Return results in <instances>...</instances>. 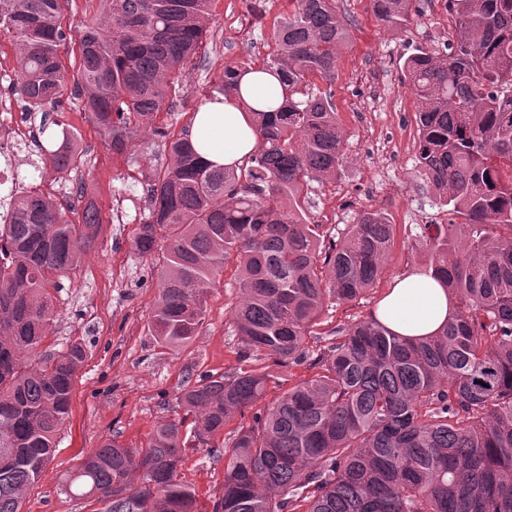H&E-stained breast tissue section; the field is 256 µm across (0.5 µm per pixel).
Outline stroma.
<instances>
[{"label":"stroma","instance_id":"obj_1","mask_svg":"<svg viewBox=\"0 0 512 512\" xmlns=\"http://www.w3.org/2000/svg\"><path fill=\"white\" fill-rule=\"evenodd\" d=\"M251 2L214 0L206 39L179 75V96L159 112L157 132L142 133L131 152L112 153L71 95H64L61 107L50 112L30 114L23 104L15 106L25 129L50 135L57 123H65L84 152L77 171L44 178L41 191L66 204L70 187L84 185L102 217L92 254L54 294L56 314L44 347L58 352L78 342L86 360L54 457L28 489L22 512H95L88 500L63 491L66 475L112 435H119L125 446L140 448L158 422L185 418L178 397L187 381L269 367L276 381L262 399L267 406L313 374L305 365L276 367L265 357L245 353L229 314L239 298V262L234 258L226 262L221 284L207 295L198 335L178 348L159 345L148 324L165 252L159 246L143 256L131 245L135 227L148 214L147 183L169 161L167 139L189 127L194 113L212 97L224 63L256 68L275 48L274 33L288 14V0H266L258 14L251 11ZM336 9L348 28L336 78L329 83L316 77L311 86L332 94L345 136V158L336 178L309 183L305 207L310 222L326 231L356 223L363 211L377 210L393 224L394 233L374 286L356 301L326 303L319 319L323 333L367 316L398 278L425 260L414 239L415 225L461 221L437 204L417 172L418 106L401 72L416 48L438 51L454 39L455 17L447 0H413L407 24L397 30L377 20L371 0H336ZM122 210L130 213L128 223H113V214ZM323 333L307 338L311 355L322 353ZM179 472L195 489L200 512H213L224 490L223 459L209 456L204 448H189Z\"/></svg>","mask_w":512,"mask_h":512}]
</instances>
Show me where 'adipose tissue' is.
I'll return each mask as SVG.
<instances>
[{
    "label": "adipose tissue",
    "instance_id": "ef3b65f1",
    "mask_svg": "<svg viewBox=\"0 0 512 512\" xmlns=\"http://www.w3.org/2000/svg\"><path fill=\"white\" fill-rule=\"evenodd\" d=\"M281 97L279 80L254 68L241 78L237 95H215L196 113L190 136L201 160L213 167H239L257 147L253 113ZM452 302L432 276L410 273L400 278L376 309L377 319L406 338L437 334L450 317Z\"/></svg>",
    "mask_w": 512,
    "mask_h": 512
}]
</instances>
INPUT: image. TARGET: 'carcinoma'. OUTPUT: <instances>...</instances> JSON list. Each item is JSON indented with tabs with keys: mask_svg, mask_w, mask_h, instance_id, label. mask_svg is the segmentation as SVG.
Returning <instances> with one entry per match:
<instances>
[{
	"mask_svg": "<svg viewBox=\"0 0 512 512\" xmlns=\"http://www.w3.org/2000/svg\"><path fill=\"white\" fill-rule=\"evenodd\" d=\"M62 0H0V37L16 51L14 94L29 112L61 102L67 86L58 50L71 39ZM214 0H100L79 38L72 94L115 153L135 147L177 73L203 42ZM376 18L398 29L412 0H372ZM263 68L283 101L254 113L258 150L237 170L197 155L189 133L169 145L170 162L147 187L149 214L135 228L142 255L166 241L159 295L148 330L168 347L188 343L224 264L239 259L241 300L232 319L245 349L277 366L316 372L253 416L232 440L214 512H512V0H448L456 37L445 51L417 48L403 62L419 103L418 162L441 206L463 224H420L416 237L453 300L440 334L399 336L370 314L329 330L309 360L305 338L325 301L364 295L380 272L393 225L365 211L338 239L311 224L299 199L307 182L338 175L344 136L332 96L306 91L336 78L347 25L336 0H289ZM248 67L224 65L217 90L232 94ZM39 172L58 177L81 164L74 135L39 145ZM0 224V512H21L71 413L85 350L43 344L52 291L91 252L102 224L88 202L70 208L37 191L13 202ZM273 374L255 370L186 384L195 413L156 425L147 445L114 436L86 456L65 491L110 498L102 512H195L179 478L186 448L220 456L227 419L255 406Z\"/></svg>",
	"mask_w": 512,
	"mask_h": 512,
	"instance_id": "1",
	"label": "carcinoma"
}]
</instances>
